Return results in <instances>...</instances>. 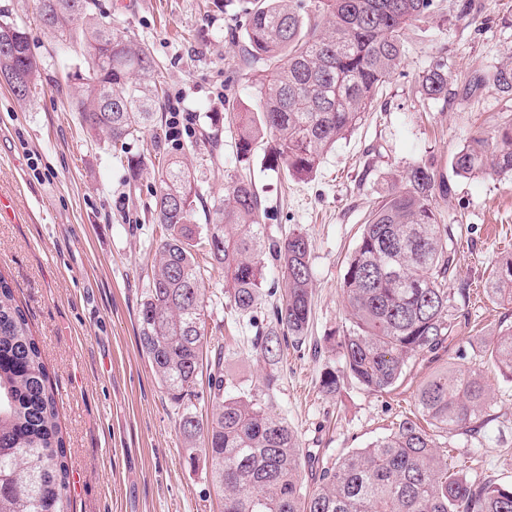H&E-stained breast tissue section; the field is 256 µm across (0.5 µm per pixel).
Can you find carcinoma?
Listing matches in <instances>:
<instances>
[{"label": "carcinoma", "instance_id": "1", "mask_svg": "<svg viewBox=\"0 0 512 512\" xmlns=\"http://www.w3.org/2000/svg\"><path fill=\"white\" fill-rule=\"evenodd\" d=\"M433 0H247V60L271 68L251 108L228 103L235 128L236 161L269 135L270 162L309 179L332 147L369 111L380 87L402 65L408 31ZM36 18L52 14L45 30L64 45L112 44L101 66L80 58L65 86L82 127L92 139L124 145L145 132L153 153L130 157L135 172L157 170L152 208L162 234L156 241L149 287L140 301L138 341L159 385L181 410L178 429L190 461L203 458L224 512H512V482L474 475L448 455V436L479 434L496 418L484 375L489 362L512 380V322L496 336L472 341L484 357L464 368L444 365L415 394L417 415L391 432L320 468L314 483L302 479L300 440L275 407L284 349L299 348L311 319V244L306 235H265V211L252 182L224 170V197L198 206L201 194L178 152L167 119L156 109L164 97L147 50L110 25L97 0H34ZM13 51L0 50V75L24 100L40 80L23 24L0 15ZM491 81L512 96V62L475 74L471 91ZM429 99L448 98V71L422 77ZM222 129L203 136L210 161H221ZM464 178L512 172V123L495 141L478 133L452 157ZM446 184L425 165L405 170L369 212L348 257L341 283L345 329L325 337L342 367L321 372L319 388L334 396L355 384L383 394L411 375L418 355L439 358L456 328L448 276L457 269L448 225L439 221L437 197ZM282 272V287L264 291L267 262ZM224 273L226 307L257 321L263 296L272 298L266 326L252 337L266 364L258 388L211 362L212 415L197 414L194 387L205 345L208 298L205 269ZM486 296L512 303V258L484 285ZM70 471L58 404L38 341L14 290L0 275V512H69Z\"/></svg>", "mask_w": 512, "mask_h": 512}]
</instances>
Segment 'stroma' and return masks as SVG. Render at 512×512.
<instances>
[{
    "instance_id": "1",
    "label": "stroma",
    "mask_w": 512,
    "mask_h": 512,
    "mask_svg": "<svg viewBox=\"0 0 512 512\" xmlns=\"http://www.w3.org/2000/svg\"><path fill=\"white\" fill-rule=\"evenodd\" d=\"M158 64L171 101L189 123L179 141L198 140L209 115L230 100L255 103L267 65L244 64L243 0L205 12L204 0H100ZM431 16L412 27L405 61L383 84L363 121L307 180L271 169L264 139L240 172L263 201L266 232L310 240L314 293L307 340L284 355L276 407L297 432L304 455L334 461L366 447L415 413L418 385L439 367L417 360L395 391L374 394L351 385L327 396L318 389L339 356L315 353L341 330L340 285L368 212L406 167L420 163L450 183L439 199L458 267L448 280L457 329L444 360L464 367L478 357L474 336H491L512 305L489 300L483 286L512 256V174L461 178L457 149L478 132L492 134L506 115L494 83L466 93L475 71L512 62V0H434ZM0 13L26 24L42 82L26 99L0 87V195L13 211L0 219V274L39 342L58 397L70 468V512H224L204 461L190 462L178 432L180 412L154 379L137 344L140 297L148 286L160 228L150 208L157 175L137 176L117 163L110 142L88 139L58 83L74 72L73 49L53 41L36 20L33 0H0ZM448 69L447 100L426 98L421 81L435 64ZM248 320L214 303L206 319L207 349L196 390L207 394L215 352L237 380L259 386L264 364L251 346ZM498 420L475 439L450 438L454 454L477 473L512 481V381L488 375Z\"/></svg>"
}]
</instances>
